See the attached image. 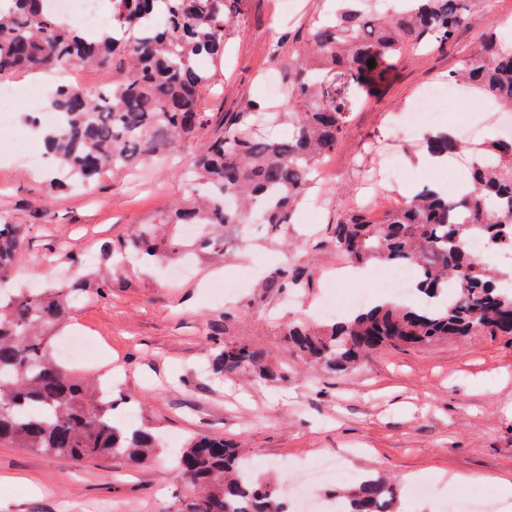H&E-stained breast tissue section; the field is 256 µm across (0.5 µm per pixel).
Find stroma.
<instances>
[{
	"label": "stroma",
	"mask_w": 512,
	"mask_h": 512,
	"mask_svg": "<svg viewBox=\"0 0 512 512\" xmlns=\"http://www.w3.org/2000/svg\"><path fill=\"white\" fill-rule=\"evenodd\" d=\"M241 10L224 61H199L217 71L202 100L209 124L179 147L170 169L107 170L87 185L51 188L44 171L27 164L29 151L43 148L25 117L45 77L20 72L10 79L14 123L0 129V212L25 233L12 283L107 284L105 297H81L67 325L46 334L54 344L76 331L98 341L102 352L67 363V370L111 384L113 398L134 401L139 423L161 432L164 450L127 465L109 458L75 463L0 445V512H175L189 491L170 459L198 434L243 448L274 488L330 456L343 473L399 479L401 512H452L454 502L478 488L494 512H512V496L495 484L512 480L511 339L478 332L425 347H387L336 375L302 360L283 336L294 321L323 324L318 310L330 295L381 296L376 264L363 278L329 287V276L350 267L327 243L329 225L347 210L369 208L378 197L406 200L426 187L453 195L457 171L427 164L423 135L395 137L392 115L447 81L481 35L511 30L512 0H495L490 11L474 7L447 48L422 46L393 61L323 163L317 201L302 207L294 223L239 225L240 245L221 261L179 229L167 267L138 258L114 267L135 230L187 196L178 172L204 151L225 113L242 111L250 100L266 102L265 70L287 72L289 56L301 50L316 20L314 0H243ZM283 36L287 44L272 57ZM481 101L473 93L441 100L437 128L474 141L512 137V118L488 116L478 109ZM286 265L304 267L309 286L288 293L263 287L270 272ZM216 323L228 339L282 365L287 378L263 384L206 371ZM418 483L431 484L432 494L416 496Z\"/></svg>",
	"instance_id": "1"
}]
</instances>
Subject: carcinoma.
I'll return each mask as SVG.
<instances>
[{
    "label": "carcinoma",
    "mask_w": 512,
    "mask_h": 512,
    "mask_svg": "<svg viewBox=\"0 0 512 512\" xmlns=\"http://www.w3.org/2000/svg\"><path fill=\"white\" fill-rule=\"evenodd\" d=\"M0 80L19 70L68 65L112 70V82L94 90L58 86L48 99L61 125L45 133L46 153L69 180L87 183L103 169L164 161L178 144L208 126L202 94L216 74L196 58L224 57L243 0H112V23L86 30L58 15L49 0H0ZM331 19L319 22L297 54L285 84L287 106L270 112L255 102L224 115L198 158L190 199L175 203L161 224H195L199 247L217 255L235 249L223 228L259 211L265 224H290L296 206L318 183L320 163L335 149L350 113L369 86L382 82L395 57L409 47H447L476 0H404L390 14L379 0H338ZM375 66H367L368 60ZM448 80L512 108V47L489 32ZM288 124L272 139L265 128ZM429 154L448 157L462 148L446 132L427 138ZM467 188L450 198L434 188L377 220L355 210L332 227L331 244L353 264L414 267V289L435 304L370 306L323 330L290 324L287 344L304 358L343 372L382 346H426L475 332L512 336V276L490 272L465 250L474 237L488 247L512 250V139L476 148L464 176ZM22 245L18 225L0 215V279L10 274ZM131 247L164 260L156 236L133 233ZM300 273L277 269L264 287L286 292ZM83 293L19 289L0 295V444L83 462L111 456L144 464L159 453L149 429L114 416L116 402L72 376L39 334L62 321ZM209 363L215 374H250L260 382L284 377L279 366L244 342L213 333ZM192 489L176 512H285L275 489L248 469L224 440L196 436L172 463ZM401 483L365 475L336 498L347 512H396Z\"/></svg>",
    "instance_id": "1"
}]
</instances>
